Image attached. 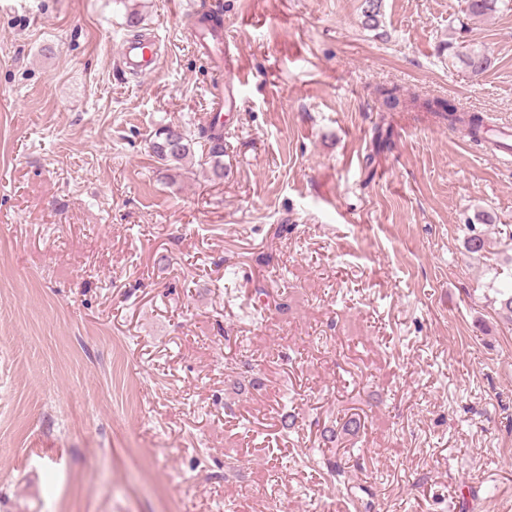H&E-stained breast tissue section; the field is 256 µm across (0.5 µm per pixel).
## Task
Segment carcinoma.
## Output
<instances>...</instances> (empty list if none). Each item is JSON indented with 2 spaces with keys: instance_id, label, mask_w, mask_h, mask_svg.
I'll list each match as a JSON object with an SVG mask.
<instances>
[{
  "instance_id": "1",
  "label": "carcinoma",
  "mask_w": 512,
  "mask_h": 512,
  "mask_svg": "<svg viewBox=\"0 0 512 512\" xmlns=\"http://www.w3.org/2000/svg\"><path fill=\"white\" fill-rule=\"evenodd\" d=\"M497 0H466V12L474 17L485 16L495 12ZM382 17V0H366L363 10V24L368 28L379 26ZM465 62L471 73L481 74L490 66L489 57L481 50H472L465 55ZM380 107L385 112H397L408 109V104H419L425 112H433L441 119L448 120L449 126L461 125V130L475 142L485 139L487 124L480 113H458L448 100L433 101L426 99L418 102L417 97L406 101L395 88L377 89ZM202 140V152L199 166H208L214 178L224 177V122L219 115H214L210 123L199 129L198 138L179 124L164 125L151 135L150 148L157 162L167 172L181 169L195 157L194 144Z\"/></svg>"
}]
</instances>
